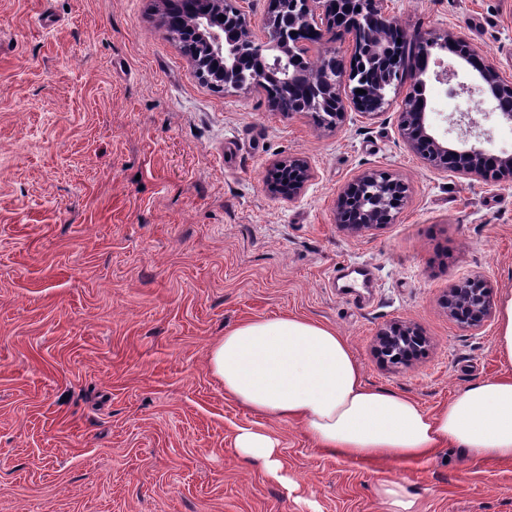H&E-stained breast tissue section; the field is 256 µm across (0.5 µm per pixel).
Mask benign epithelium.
Instances as JSON below:
<instances>
[{
    "mask_svg": "<svg viewBox=\"0 0 512 512\" xmlns=\"http://www.w3.org/2000/svg\"><path fill=\"white\" fill-rule=\"evenodd\" d=\"M237 0H207L208 7L197 11L199 19L192 27L194 35L205 38L210 46L214 64L209 74L193 65L194 73L219 90H239L245 87L266 89L277 85V91L268 95L270 107L284 111L288 101V86L303 78L294 64L305 59V42L334 41L338 37H352L355 55L362 65L392 62L390 70L377 72L373 91L383 98L386 88L394 80L393 70L399 65L395 57L401 56L393 45L395 24L382 7L384 0H269L265 20V38L257 41L250 29L245 13L236 5ZM225 19H220V16ZM426 41L430 48L440 52L452 49L456 64H446L443 59L434 61L436 81L450 86L456 95L478 89L489 95L500 117L512 123V112L500 108L501 97L512 94V86L505 83L493 63L478 54L462 36H416ZM251 53L260 61L258 69L246 75L238 70L239 59ZM346 70L336 75L326 72L319 80L321 90L302 107L318 120L334 125L345 109L346 101L341 86ZM400 130L410 148L436 169L461 175L486 176L487 164L496 167L494 178L512 179V155H497L466 140L458 144L448 142L429 123L423 98L406 97L399 115ZM454 158L453 168H448V157ZM288 167L300 170L299 177L271 189L291 199L304 190L310 174L306 164L293 159ZM406 198V187L385 171L365 173L348 183L339 197L336 223L352 234L361 233L374 226L388 224L398 214ZM448 313L467 327L481 326L493 313L494 302L490 288L477 278H469L451 289L445 299ZM379 350L390 351L394 359L410 362L417 354L422 338L410 326L395 323L378 334Z\"/></svg>",
    "mask_w": 512,
    "mask_h": 512,
    "instance_id": "7a95c632",
    "label": "benign epithelium"
}]
</instances>
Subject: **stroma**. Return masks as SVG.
<instances>
[{"label":"stroma","mask_w":512,"mask_h":512,"mask_svg":"<svg viewBox=\"0 0 512 512\" xmlns=\"http://www.w3.org/2000/svg\"><path fill=\"white\" fill-rule=\"evenodd\" d=\"M407 34H462L512 82V0H385ZM159 0H0V512H382L403 481L419 512H512V460L443 448L427 463H348L294 422L224 396L209 345L238 323L304 317L347 336L369 386L428 412L503 368L497 321L468 328L442 300L469 277L512 290V180L445 173L400 133L412 80L336 126L272 111L258 88L198 79ZM433 127L512 154L481 92L428 80ZM477 127L463 135L456 120ZM298 157L288 200L267 184ZM403 182L393 223L336 226L367 171ZM425 336L411 365L378 332ZM281 442L297 482L244 465L238 428ZM284 165H288V168L299 169L300 170L299 177L296 180L287 182L283 185L278 184L277 186H275L271 182L270 187L274 191L276 190V192L279 193L280 195H282L283 197L291 199V198H294V197L298 196L299 194H301V192L305 188L306 183L309 180L310 174H309L306 164L299 159L289 160L288 163L287 162L281 163L277 167H282Z\"/></svg>","instance_id":"obj_1"}]
</instances>
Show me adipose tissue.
<instances>
[{
  "label": "adipose tissue",
  "mask_w": 512,
  "mask_h": 512,
  "mask_svg": "<svg viewBox=\"0 0 512 512\" xmlns=\"http://www.w3.org/2000/svg\"><path fill=\"white\" fill-rule=\"evenodd\" d=\"M496 352L508 371L463 388L437 413L363 379L345 337L312 320L278 316L228 328L208 349L224 394L254 412L298 422L318 448L346 462H428L445 447L512 459V291L498 306ZM234 447L244 463L288 483L279 442L241 428Z\"/></svg>",
  "instance_id": "adipose-tissue-1"
}]
</instances>
